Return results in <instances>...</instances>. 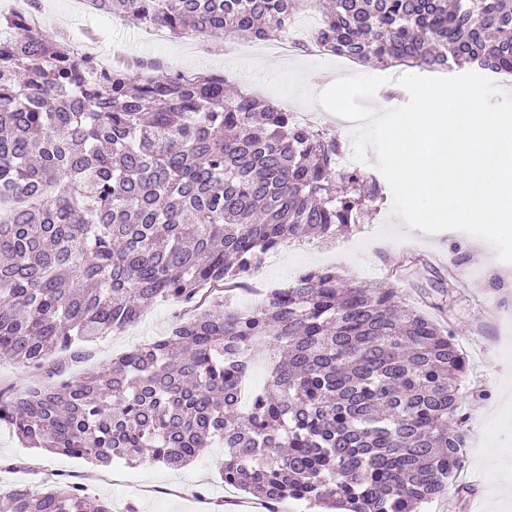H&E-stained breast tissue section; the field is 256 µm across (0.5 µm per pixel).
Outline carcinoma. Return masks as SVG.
Segmentation results:
<instances>
[{"mask_svg":"<svg viewBox=\"0 0 512 512\" xmlns=\"http://www.w3.org/2000/svg\"><path fill=\"white\" fill-rule=\"evenodd\" d=\"M0 12V361L42 370L119 334L159 299L161 339L110 364L0 390L27 448L100 466L181 467L224 445V485L268 504L421 512L455 478L464 353L445 320L394 309L396 288L310 270L259 304L228 301L262 256L351 231L380 194L340 170L334 136L221 72L146 78ZM175 37L278 41L309 0H94ZM374 69L512 74V0H328L300 46ZM269 383L241 411L251 350ZM0 512H111L84 486L0 487Z\"/></svg>","mask_w":512,"mask_h":512,"instance_id":"carcinoma-1","label":"carcinoma"}]
</instances>
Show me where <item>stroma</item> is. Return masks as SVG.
<instances>
[{
    "label": "stroma",
    "instance_id": "obj_1",
    "mask_svg": "<svg viewBox=\"0 0 512 512\" xmlns=\"http://www.w3.org/2000/svg\"><path fill=\"white\" fill-rule=\"evenodd\" d=\"M43 2L44 34L78 51L96 54L120 45L132 58L157 60L156 75L228 71L235 86L274 102L279 99L265 83L270 69L258 64L266 56L261 49L229 51L225 40L199 33L161 37L155 29L123 18H86L72 0ZM278 64L307 66L304 82L315 94L330 87L329 76L336 71L335 58L321 54L282 57ZM391 205V189L383 187L381 199L370 204L363 216V239L341 234L327 245L305 239L301 250L284 253L277 267L259 269L250 279L281 288L308 270L332 266L355 285L393 282L402 302L410 306L427 296L444 298L455 339L470 363L461 390L465 443L455 484L427 504L424 512H512V495L501 492L503 486H512V356L499 353L500 348L512 346V280L501 277L507 264L492 251L475 258L472 238L462 232L429 235L407 227L391 216ZM433 252L443 256V263L429 261ZM178 312L176 302L154 303L120 335L85 343L83 356L63 354L64 373L76 375L109 364L137 345L164 336ZM223 463L224 449L215 444L182 468L123 462L102 467L23 447L11 428L0 426V486L25 484L39 490L64 468L90 498L110 502L114 512H126L131 506L136 512H217V503L225 496Z\"/></svg>",
    "mask_w": 512,
    "mask_h": 512
}]
</instances>
